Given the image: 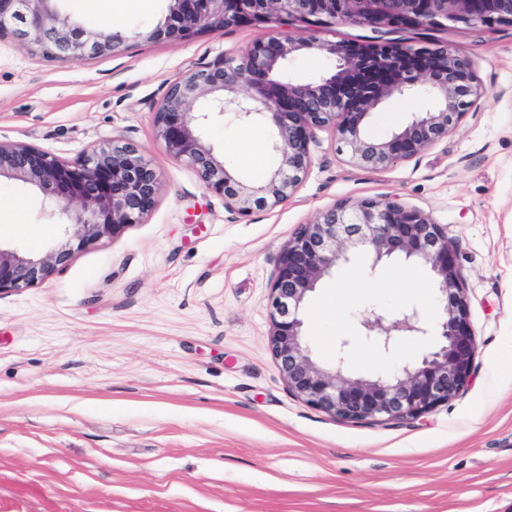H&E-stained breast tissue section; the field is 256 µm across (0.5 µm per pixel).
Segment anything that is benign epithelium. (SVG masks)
Segmentation results:
<instances>
[{
  "instance_id": "benign-epithelium-1",
  "label": "benign epithelium",
  "mask_w": 512,
  "mask_h": 512,
  "mask_svg": "<svg viewBox=\"0 0 512 512\" xmlns=\"http://www.w3.org/2000/svg\"><path fill=\"white\" fill-rule=\"evenodd\" d=\"M56 0H0V34L61 61L113 54L122 34L87 28L61 15ZM298 28L338 23L366 26L378 36L365 42L315 39L257 40L237 57L197 69L169 88L154 115L157 138L167 153L188 163L224 208L246 214L258 205L276 207L291 196L308 171L314 131L332 128L337 149L355 167L379 171L418 155L448 137L482 96L470 62L447 46L415 48L391 41L394 29L431 31L448 24H512V0H170L164 22L147 33L157 40L189 39L201 32L239 26ZM313 49L331 58L334 70L295 84L281 67L296 51ZM435 92L432 105L390 136L366 134L368 116L386 99L422 84ZM206 109L194 110L199 99ZM233 111L270 126L279 167L259 187L235 180L205 141L212 114ZM29 184L68 213L74 232L42 256L0 248V292L32 286L92 242L140 223L160 192L159 175L139 148L112 142L75 163L27 145L0 143V179ZM361 246L375 261L403 256L429 268L443 306L441 346L415 366L388 376L351 377L342 362L321 365L303 346L299 317L319 281L346 258L347 245ZM462 274L448 232L429 216L393 201H340L304 224L282 247L271 284L270 344L291 391L306 403L349 422L417 418L454 398L469 382L477 343L461 288ZM375 311L363 317L365 339L385 350L401 336L428 329L417 310L386 323Z\"/></svg>"
}]
</instances>
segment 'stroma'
<instances>
[{
  "mask_svg": "<svg viewBox=\"0 0 512 512\" xmlns=\"http://www.w3.org/2000/svg\"><path fill=\"white\" fill-rule=\"evenodd\" d=\"M108 26L121 52L63 62L0 37V142L74 162L121 139L161 176L140 223L76 252L31 287L0 293V512H512V24L393 39L435 42L471 62L483 95L447 138L371 171L316 130L288 200L240 215L224 207L155 134L154 114L188 73L279 37L364 41L370 28L245 26L187 40L146 39L167 0H61ZM432 102L429 86L366 120L385 136ZM205 139L241 183L277 169L271 129L227 112ZM258 145L244 162L238 144ZM385 198L440 224L453 243L477 343L470 382L414 419L347 422L293 394L269 343L281 249L340 201ZM68 217L20 181L0 182V246L56 247ZM310 295L304 345L351 376L414 365L440 343L423 265L346 251ZM429 332L382 351L359 336L375 310L411 309Z\"/></svg>",
  "mask_w": 512,
  "mask_h": 512,
  "instance_id": "stroma-1",
  "label": "stroma"
}]
</instances>
